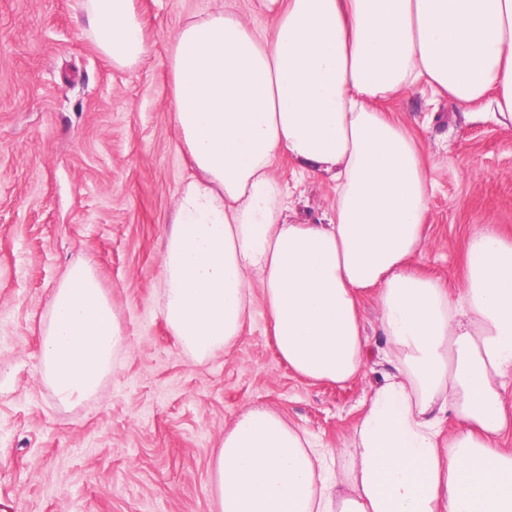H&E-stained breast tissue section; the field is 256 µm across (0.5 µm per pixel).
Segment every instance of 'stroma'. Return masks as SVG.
I'll return each mask as SVG.
<instances>
[{"instance_id": "1", "label": "stroma", "mask_w": 512, "mask_h": 512, "mask_svg": "<svg viewBox=\"0 0 512 512\" xmlns=\"http://www.w3.org/2000/svg\"><path fill=\"white\" fill-rule=\"evenodd\" d=\"M224 0H135L146 53L113 65L83 0H0V512H212L210 461L224 428L265 406L324 447L343 473L363 403L386 369L380 310L362 316L372 354L345 385L284 362L255 301L229 354L193 360L161 314V254L192 175L178 148L168 50ZM417 136L434 189L414 266L450 293L462 244L484 224L512 236V124L423 88L382 105ZM291 223L324 219L331 174L280 159ZM89 264L125 335L98 392L65 405L41 376L50 299Z\"/></svg>"}]
</instances>
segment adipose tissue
I'll return each instance as SVG.
<instances>
[{"instance_id":"obj_1","label":"adipose tissue","mask_w":512,"mask_h":512,"mask_svg":"<svg viewBox=\"0 0 512 512\" xmlns=\"http://www.w3.org/2000/svg\"><path fill=\"white\" fill-rule=\"evenodd\" d=\"M113 65L145 53L134 0H86ZM272 34L235 12L185 23L169 51L179 148L195 171L161 257L162 314L194 359L231 351L262 294L280 357L345 384L372 353V297L388 369L363 404L351 464L277 412L251 408L212 462L216 512H512V239L492 224L463 242L451 295L410 262L431 183L410 129L380 108L426 85L512 122V0H288ZM334 171L326 222L285 220L280 157ZM124 333L90 266L51 299L42 373L58 400L93 396Z\"/></svg>"}]
</instances>
